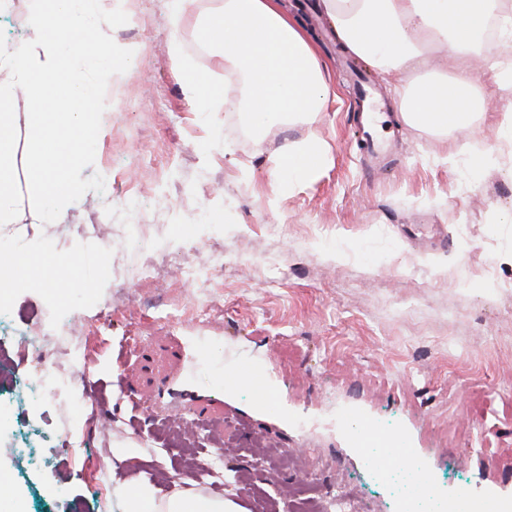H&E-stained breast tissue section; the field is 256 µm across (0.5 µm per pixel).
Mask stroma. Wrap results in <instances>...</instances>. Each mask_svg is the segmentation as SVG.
Returning <instances> with one entry per match:
<instances>
[{
  "mask_svg": "<svg viewBox=\"0 0 512 512\" xmlns=\"http://www.w3.org/2000/svg\"><path fill=\"white\" fill-rule=\"evenodd\" d=\"M129 24L111 29L132 50L102 120L86 192L56 221L34 220L25 170L29 115L15 105L14 225L0 237L37 245L33 259L90 255L107 265L94 296L61 292L71 334L86 339L88 402L15 397L30 374L0 337V481L10 512H123L117 490L147 481L163 493L224 495L242 512H286L319 495L328 512H396L352 438L345 408L417 448L439 492L512 496V142L498 111L505 93L475 72L488 112L463 137L490 159L473 167L456 135L405 124L394 87L337 42L317 0H286L330 65L335 99L312 128L330 153L319 176L290 192L276 167L285 139L247 112H202L184 86L224 90V60L197 43L211 0L184 15L182 58L169 45L170 0H123ZM143 205V271L123 279L127 196ZM50 254H43V247ZM221 275L210 276L215 256ZM49 303L14 285L0 301L21 329ZM224 343V365L264 363L278 407L247 389L216 398L192 352ZM217 426L216 472L185 479L176 417ZM268 448L290 451L278 470Z\"/></svg>",
  "mask_w": 512,
  "mask_h": 512,
  "instance_id": "obj_1",
  "label": "stroma"
}]
</instances>
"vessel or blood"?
I'll list each match as a JSON object with an SVG mask.
<instances>
[{
	"instance_id": "1",
	"label": "vessel or blood",
	"mask_w": 512,
	"mask_h": 512,
	"mask_svg": "<svg viewBox=\"0 0 512 512\" xmlns=\"http://www.w3.org/2000/svg\"><path fill=\"white\" fill-rule=\"evenodd\" d=\"M203 348L210 358L208 373L216 394H223L225 383L231 380L253 393L260 410L274 409L277 393L269 382L266 365L245 360L228 372L222 366L221 345L207 342ZM417 459L418 454L414 448H385L380 454L370 456L369 466L376 475L383 477L392 467L401 463H416ZM442 502L443 512H512V497L508 496L475 497L460 490L443 496Z\"/></svg>"
}]
</instances>
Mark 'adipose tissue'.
<instances>
[{
  "label": "adipose tissue",
  "mask_w": 512,
  "mask_h": 512,
  "mask_svg": "<svg viewBox=\"0 0 512 512\" xmlns=\"http://www.w3.org/2000/svg\"><path fill=\"white\" fill-rule=\"evenodd\" d=\"M321 13L346 51L378 70L401 91L402 119L410 126L461 135L483 103L473 70L500 87L512 85V62L489 61L477 52L490 20L503 19L501 36L512 44V8L505 0H318ZM200 38L224 57L225 71L243 79L244 98L186 87L203 111L247 107L288 127L312 124L334 90L319 47L281 0H218L205 16ZM242 43L235 51L234 43ZM329 154L315 132L285 142L280 174L296 190L322 170ZM126 512H239L229 499L202 498L190 491L159 497L153 486H124Z\"/></svg>",
  "instance_id": "1"
}]
</instances>
